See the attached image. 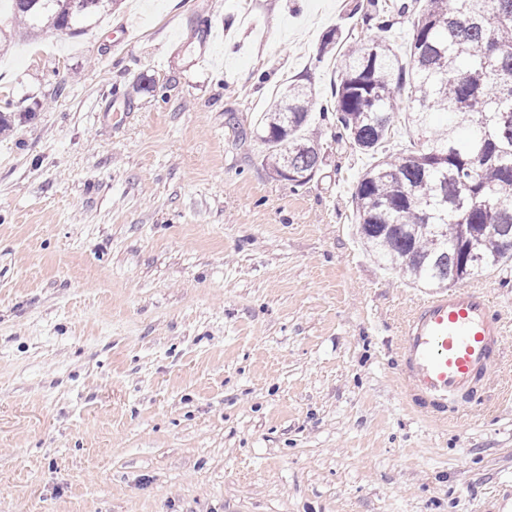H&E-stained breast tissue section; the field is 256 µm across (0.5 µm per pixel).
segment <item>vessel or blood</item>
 I'll return each instance as SVG.
<instances>
[{"label":"vessel or blood","mask_w":512,"mask_h":512,"mask_svg":"<svg viewBox=\"0 0 512 512\" xmlns=\"http://www.w3.org/2000/svg\"><path fill=\"white\" fill-rule=\"evenodd\" d=\"M505 334L486 291L457 287L421 300L404 326L400 359L414 408L438 421L457 416L501 357Z\"/></svg>","instance_id":"vessel-or-blood-1"}]
</instances>
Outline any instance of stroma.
I'll return each mask as SVG.
<instances>
[{"instance_id":"1","label":"stroma","mask_w":512,"mask_h":512,"mask_svg":"<svg viewBox=\"0 0 512 512\" xmlns=\"http://www.w3.org/2000/svg\"><path fill=\"white\" fill-rule=\"evenodd\" d=\"M404 5L122 0L75 37L0 10V512H489L512 485V264L467 281L507 324L490 382L427 418L397 355L430 291L360 243L371 157L330 112L310 182L263 162L262 112L291 83L321 109L375 11L408 53Z\"/></svg>"}]
</instances>
